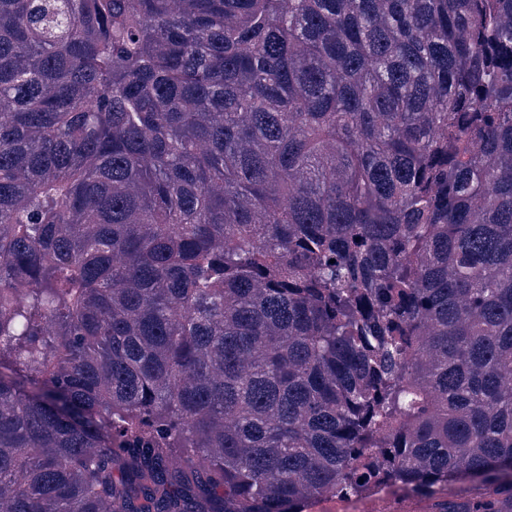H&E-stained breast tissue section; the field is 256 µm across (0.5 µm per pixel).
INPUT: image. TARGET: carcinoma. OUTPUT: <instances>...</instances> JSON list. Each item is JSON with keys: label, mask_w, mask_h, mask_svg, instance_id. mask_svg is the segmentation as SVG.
<instances>
[{"label": "carcinoma", "mask_w": 512, "mask_h": 512, "mask_svg": "<svg viewBox=\"0 0 512 512\" xmlns=\"http://www.w3.org/2000/svg\"><path fill=\"white\" fill-rule=\"evenodd\" d=\"M394 484L512 512V0H0V512Z\"/></svg>", "instance_id": "carcinoma-1"}]
</instances>
